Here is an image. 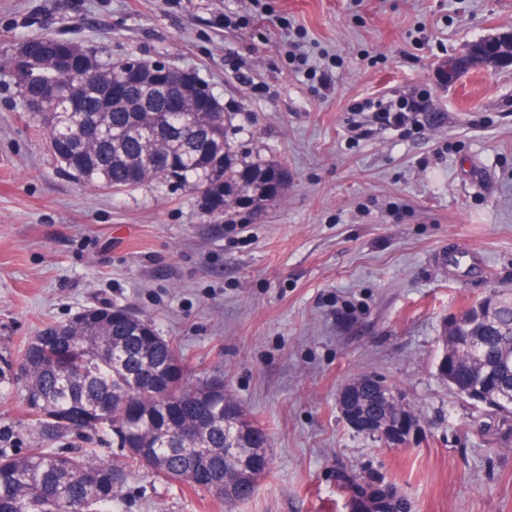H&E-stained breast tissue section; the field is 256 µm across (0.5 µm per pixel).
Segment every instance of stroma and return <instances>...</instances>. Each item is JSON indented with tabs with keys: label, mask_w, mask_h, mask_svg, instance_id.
<instances>
[{
	"label": "stroma",
	"mask_w": 512,
	"mask_h": 512,
	"mask_svg": "<svg viewBox=\"0 0 512 512\" xmlns=\"http://www.w3.org/2000/svg\"><path fill=\"white\" fill-rule=\"evenodd\" d=\"M512 28V0H0V355L102 302L148 318L271 437L255 494L227 506L140 471L117 512H349L337 470L411 512H512V450L437 378L444 324L512 290V67L443 62ZM50 35L100 60L195 70L238 155L279 161L281 199L214 222L176 183L114 193L48 152L8 64ZM415 101L400 126L377 107ZM478 249L485 268L450 254ZM395 389L405 446L357 432L338 394Z\"/></svg>",
	"instance_id": "35a3bbf8"
}]
</instances>
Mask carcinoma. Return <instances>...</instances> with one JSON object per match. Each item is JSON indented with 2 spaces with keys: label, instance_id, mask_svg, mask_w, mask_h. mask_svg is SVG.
Returning a JSON list of instances; mask_svg holds the SVG:
<instances>
[{
  "label": "carcinoma",
  "instance_id": "obj_1",
  "mask_svg": "<svg viewBox=\"0 0 512 512\" xmlns=\"http://www.w3.org/2000/svg\"><path fill=\"white\" fill-rule=\"evenodd\" d=\"M129 57L100 61L92 52L70 45L67 66L36 67L17 79L23 99L40 95L45 113L36 118L54 157L83 181L124 188L144 182L146 146L139 135L153 125L155 138L170 146L168 176L199 192L204 208L221 218L234 205L241 184L261 181L266 194L259 207L279 199L288 172L272 159H238L226 138L224 104L214 93L204 101L211 115L198 127L174 105L201 94L178 74L162 78L166 91L139 82ZM113 82L108 130L87 144L79 124L95 123L104 109L92 92L91 69ZM224 144L219 158L208 143ZM108 304L88 307L82 319L47 323L19 351L17 359L0 356V388L21 385L27 407L23 453L0 449V512H112L118 492L135 471H146L169 484L202 491L232 505L250 498L268 468L242 478L240 490L224 495V474L238 470L225 448L243 452L256 446L244 408L224 392V380L194 377L172 342L140 317ZM442 353L448 365L436 375L458 397L474 403L470 392L482 389L490 405L483 410L512 419V291L489 294L444 327ZM391 389L361 378L349 418H386ZM111 444L126 462L99 457L96 447ZM338 481L359 501V512H410V505L390 486L341 473Z\"/></svg>",
  "mask_w": 512,
  "mask_h": 512
}]
</instances>
